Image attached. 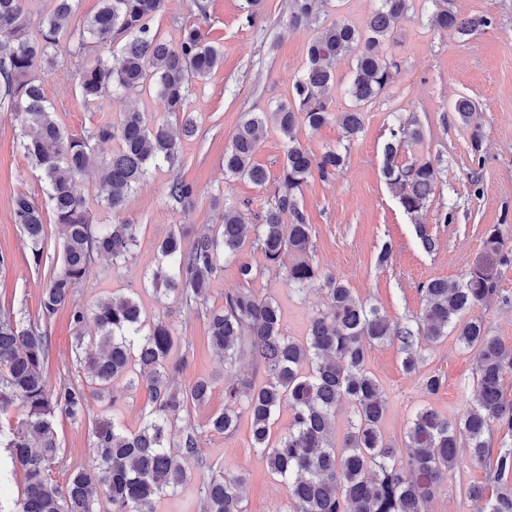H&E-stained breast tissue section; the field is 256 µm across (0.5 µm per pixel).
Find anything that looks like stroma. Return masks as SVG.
<instances>
[{
    "mask_svg": "<svg viewBox=\"0 0 512 512\" xmlns=\"http://www.w3.org/2000/svg\"><path fill=\"white\" fill-rule=\"evenodd\" d=\"M241 5L242 0H166L164 11L154 20V29L172 42L178 41L182 27H200L209 41L221 45L224 62L190 86L186 110L196 122L197 133L182 141L179 164L162 162L152 167L115 217L141 227L132 258L117 267L110 259L96 258L76 300L88 305L112 295H130L148 320L167 317L178 338L171 357L184 362L174 386L187 387L202 376L217 380L206 404L182 414V425L195 428L202 455L209 462L228 474L245 472L244 512H287L288 488L252 447L249 418H241L231 435L210 432L206 426L208 418L223 409L224 384L235 378L236 369L210 346L204 311L223 307L225 294L242 289L236 266L225 265L216 273L203 308L190 309L173 297L157 294L146 281L159 242L173 230L190 226L183 243L192 245L196 231L221 223L224 208L230 204L243 207L246 224H254L280 176L286 141L276 128H269L254 156L268 172L265 186L226 176L224 150L244 113H268L287 100L305 67L317 27L290 26L288 0H265L262 13L249 27L241 19ZM454 6L466 15L490 16L494 24L463 42L431 26V0H414L412 9L396 21L393 40L381 47L383 54L398 63L393 80L378 99L365 106L364 128L354 140H347L333 121L316 130L303 124L297 128L299 141L313 155L331 147L349 148L343 172L328 180L311 178L302 190L301 203L312 226L313 259L352 288L356 297L376 305L395 321L420 316L425 304L420 285L438 278L459 279L467 262L480 253L490 227L500 226L512 238V0H454ZM53 55L56 66L36 69L35 74L42 79L57 119L69 134L86 136L98 122L117 120L129 109L143 112L150 124L164 119L161 104L146 91L112 97L99 110L89 111L77 86L81 61L72 44L61 42ZM462 95L474 101L472 122L483 132L478 167L472 162L470 130L452 110ZM398 113L418 117L425 131L424 145L439 157L443 171L436 194L418 222L400 208L380 173L382 147ZM22 126V114L0 99V252L9 258L0 267V308L17 313L37 309L46 283L45 273L31 265L22 230L12 218L17 194L28 195L42 207L48 204L38 172L16 145ZM474 170L480 176L476 187L470 182ZM177 177L194 186L190 209H181L167 196L170 182ZM77 189L93 223L108 224L115 219L101 206L96 173L80 179ZM446 211L453 213L452 223H443ZM420 225L438 242L433 253L421 247L416 233ZM387 243L392 246V258L387 265H377L375 258ZM242 256L256 271L251 289L277 301L286 336L303 339L310 317L326 303L324 292L315 285L301 292L289 290L281 273L267 266L253 242H246ZM500 288L502 300L478 309L477 314L493 335L512 344V266L504 269ZM73 334L68 311L58 312L52 325L51 384L87 380L72 350ZM419 351L422 363L417 376L404 372L398 342L389 341L368 352L366 367L378 380L386 401L383 433L396 444L402 442L421 407H432L453 420L473 398L476 351L461 348L452 335L435 344H421ZM424 373L444 378L437 394L422 389ZM115 395L116 418L125 429L137 430L150 408L146 388L120 385ZM101 411V403L94 401L82 421L58 422V438L68 463L91 464L92 424ZM488 472L487 464L460 455L428 512H477L479 505L467 496L466 489L486 482ZM202 478L196 463H189L187 480L157 499L156 512H202Z\"/></svg>",
    "mask_w": 512,
    "mask_h": 512,
    "instance_id": "stroma-1",
    "label": "stroma"
}]
</instances>
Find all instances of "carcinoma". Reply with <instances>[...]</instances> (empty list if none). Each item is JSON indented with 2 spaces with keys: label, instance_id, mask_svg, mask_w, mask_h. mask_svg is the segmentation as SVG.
Listing matches in <instances>:
<instances>
[{
  "label": "carcinoma",
  "instance_id": "cac0c4a2",
  "mask_svg": "<svg viewBox=\"0 0 512 512\" xmlns=\"http://www.w3.org/2000/svg\"><path fill=\"white\" fill-rule=\"evenodd\" d=\"M28 2L0 0V83L11 107L24 116L19 148L46 184L54 223L61 228V263L49 275L35 314L0 310V448L10 451L13 468L24 479L13 512H97L99 494L112 505L110 512H155L157 497L187 479L191 460L207 470L201 486L203 512H243L245 475L214 470L201 454L195 429L177 427L182 412L209 400L216 382L200 378L184 389L173 386L171 375L179 367L170 361L176 339L172 324L164 318L145 323L131 296L108 297L90 306L76 303L94 257H109L115 264L128 260L138 234L136 224H93L76 192V180L97 172L101 202L110 214L120 213L157 161H179L180 139L197 130L185 110L189 85L222 65L224 50L194 26L183 27L175 44L160 37L152 22L165 0H99L97 12L72 33L68 28L78 0H48L34 34L24 30ZM378 2L361 31L339 20L320 21L327 0H290L291 24L318 25L306 66L292 85L289 101L269 114H246L224 150L225 174L262 187L268 174L254 155L268 122L277 126L287 143L285 161L272 202L256 217L254 243L268 265L280 268L288 286L299 291L320 280L327 299L325 308L311 317L302 340L285 336L275 300L248 289L224 295V307L205 313L211 347L239 368L235 381L224 387V410L211 415L207 427L232 433L240 417L248 416L252 447L271 473L288 484L290 512H427L460 449L481 463L490 460L494 431L512 436V396L505 391V380L512 377V345L492 335L481 317L471 315L502 298L499 283L502 269L512 266V244L499 227L485 233L481 253L462 278L422 286L425 305L414 326L393 321L361 301L312 259V225L298 193L315 174L322 179L339 174L348 147H330L317 157L302 146L295 130L302 123L317 129L334 120L349 138L361 132V107L381 96L397 67L380 46L393 37L392 23L413 7L412 0ZM430 20L435 28L463 39L493 24L486 16L460 14L449 0H442ZM66 36L73 40L76 56L93 55L79 71L86 105L97 106L115 93L149 83L176 124L163 120L150 126L143 113L132 109L115 123L96 125L85 137L68 134L33 75L39 65H54L51 49ZM347 57L355 60L347 89L354 105L334 112L326 92L336 80L337 61ZM474 109L465 96L455 101L454 112L467 127ZM424 140L415 116H398L382 152L381 174L395 189L403 211L414 218L427 208L441 179L439 161L422 153ZM94 141L115 142L117 147L101 157ZM168 196L185 209L193 202L194 189L177 178ZM285 215L288 224L283 223ZM13 217L23 229L33 265L41 268L47 244L43 210L19 194L13 200ZM244 230L238 207L226 205L223 223L197 233L190 250L183 247V231L169 234L157 248L150 286L191 308L208 302L211 279L225 262L237 265L242 280H253L252 265L240 256ZM286 252L294 255L288 266L282 263ZM64 308L76 328L75 349L90 379L87 387L72 382L53 386L46 377L52 321ZM89 318L96 326L92 336L82 332ZM450 331L461 346L477 350L474 400L455 422L431 407L420 408L399 448L381 433L386 404L379 383L365 368L367 352L396 339L403 370L413 375L421 363L419 343H436ZM259 367L267 381L257 387L254 374ZM123 379L149 393L151 407L141 426L126 432L107 417L97 419L92 464L69 468L57 479L62 469L57 420H79L89 411V398H110L112 386ZM343 401L352 407L354 421L338 445L333 430ZM284 404L292 421L287 433L277 435L274 416ZM489 473L493 494L484 485L472 484L468 496L487 500L485 512H512V449L497 454Z\"/></svg>",
  "mask_w": 512,
  "mask_h": 512
}]
</instances>
